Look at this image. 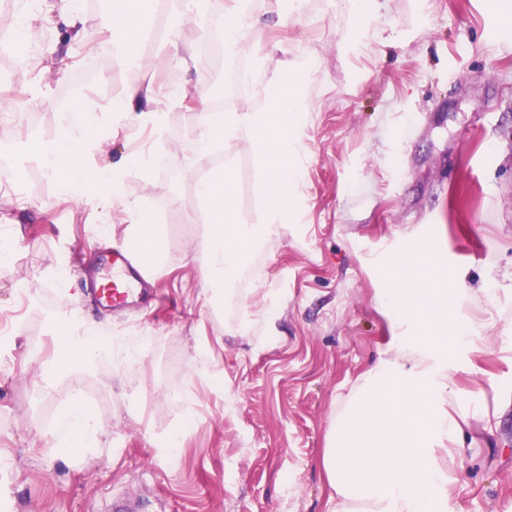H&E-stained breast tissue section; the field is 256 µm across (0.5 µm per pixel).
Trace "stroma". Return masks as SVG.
Here are the masks:
<instances>
[{
	"instance_id": "obj_1",
	"label": "stroma",
	"mask_w": 512,
	"mask_h": 512,
	"mask_svg": "<svg viewBox=\"0 0 512 512\" xmlns=\"http://www.w3.org/2000/svg\"><path fill=\"white\" fill-rule=\"evenodd\" d=\"M252 8L268 56L249 105L264 104L273 75L310 54L302 90L312 110L288 221L249 255L220 311L203 294L188 174L202 163L193 152L202 111L235 93L226 81L235 60L201 57L185 69L150 39L115 67L98 27L110 0H95L76 6V21L34 24L29 65L0 63L1 94L49 103L28 108L23 123L0 111L20 171L36 165L28 143L57 137V110L73 98L108 107L131 84L205 95L167 107L160 124L116 128L94 155L101 168L148 146L163 155L164 168L147 178L128 171L123 189L161 219L163 304L123 312L85 291L100 236L127 240L118 203L85 202L78 182L69 193L54 180L0 184L9 218L0 237L22 230L0 271V325L13 334L0 348V512H111L119 497L138 499L141 512H328L326 435L391 342L379 267L426 232L465 287L460 312L485 338L459 359L456 382L473 414L448 512H512V26L483 0H377L352 49L353 0H301L284 26L286 0ZM224 160L250 217L259 203L250 143L225 147ZM73 310L110 336L153 334L135 374L118 363L55 371L54 336ZM76 389L107 435L64 462L51 430ZM173 429L169 455L158 442Z\"/></svg>"
}]
</instances>
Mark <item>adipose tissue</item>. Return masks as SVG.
<instances>
[{"instance_id":"obj_1","label":"adipose tissue","mask_w":512,"mask_h":512,"mask_svg":"<svg viewBox=\"0 0 512 512\" xmlns=\"http://www.w3.org/2000/svg\"><path fill=\"white\" fill-rule=\"evenodd\" d=\"M142 0H112L105 27L124 55L138 53L145 35L140 26ZM212 0H185L183 11L169 17L162 47L175 62L186 65L195 50L180 41L184 20L204 18ZM258 20L248 0H226L224 43L230 55L250 57L263 67L266 52L253 38ZM185 91L171 87L127 86L107 117L79 113L77 125L63 128L60 139L32 143L35 156L49 160L62 184L77 175L91 181L85 199H123L128 169L139 166L127 158L108 173L87 164L90 146L102 145L103 126L128 122L154 124L166 103L185 101ZM380 303L394 324V356L380 359L367 373L345 411L326 437L322 466L333 506L331 512H447L448 462L460 457L455 441L461 424L448 404L465 408L466 399L454 376L461 350L479 348L481 334H469V319L458 310L463 290L444 271L430 265L419 245L395 252L385 271ZM58 363L85 365L91 349H109L110 337L78 323L63 324L54 338ZM106 430L95 413L73 393L57 417L53 436L57 451L70 455L100 446Z\"/></svg>"}]
</instances>
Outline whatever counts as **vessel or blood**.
Segmentation results:
<instances>
[{"mask_svg":"<svg viewBox=\"0 0 512 512\" xmlns=\"http://www.w3.org/2000/svg\"><path fill=\"white\" fill-rule=\"evenodd\" d=\"M106 256L112 270V284L103 287L99 275H90L87 286L92 298L99 305L113 309H125L146 300L151 290V257L133 246L107 249Z\"/></svg>","mask_w":512,"mask_h":512,"instance_id":"obj_1","label":"vessel or blood"}]
</instances>
